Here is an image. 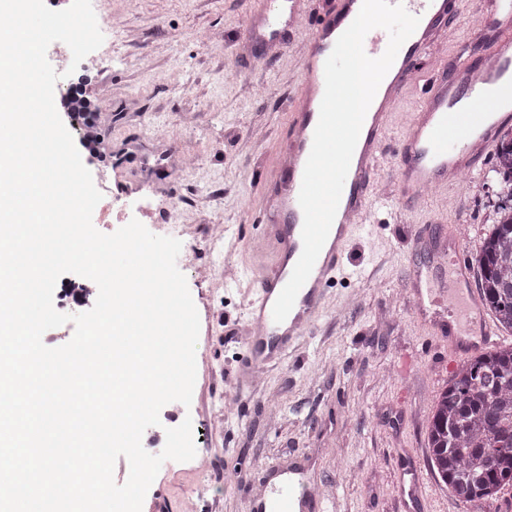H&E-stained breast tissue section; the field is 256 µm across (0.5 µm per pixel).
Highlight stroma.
<instances>
[{
  "label": "stroma",
  "mask_w": 512,
  "mask_h": 512,
  "mask_svg": "<svg viewBox=\"0 0 512 512\" xmlns=\"http://www.w3.org/2000/svg\"><path fill=\"white\" fill-rule=\"evenodd\" d=\"M91 3L104 36L95 62L73 70L53 48L47 59L68 72L56 102L81 92L98 132L94 146L75 143L112 212L96 228L110 234L135 219L162 236L174 224L196 247L183 270L200 319L192 402L164 406L142 442L165 441L166 428L188 418L205 461L159 471L142 512H247L242 476L291 451L310 459L333 512H404L408 465L424 475L414 512H458L427 447L435 398L455 367L447 342L413 315L407 285L417 266L429 279L444 275L434 252L414 247L429 220L465 228L462 244L477 256L497 202L493 157L463 175L462 191L400 195L391 170L421 95L420 84L409 86L391 117L376 215L346 251V278L330 289L314 335L240 389L251 294L237 277L274 256L258 227V190L288 142L283 104L300 79L302 46L251 59L245 22L255 0ZM482 29L483 5L472 0L451 37L424 55L423 74L440 58H473ZM118 181L134 199L114 193ZM200 483L206 495L195 493Z\"/></svg>",
  "instance_id": "1"
}]
</instances>
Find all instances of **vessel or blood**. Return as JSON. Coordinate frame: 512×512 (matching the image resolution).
I'll use <instances>...</instances> for the list:
<instances>
[{"instance_id":"1","label":"vessel or blood","mask_w":512,"mask_h":512,"mask_svg":"<svg viewBox=\"0 0 512 512\" xmlns=\"http://www.w3.org/2000/svg\"><path fill=\"white\" fill-rule=\"evenodd\" d=\"M419 24L401 46L368 108L354 150L337 213L314 268L288 317L274 322L272 308L301 255L303 212L298 197L325 90L324 65L339 36L356 18L362 0H332L320 20H313L302 0H258L247 18L251 57L271 47H287L304 32L306 52L301 80L286 104L290 138L273 177L261 189L264 232L275 240V255L262 275H246L254 298L248 323L246 372L278 364L298 350L316 325L330 285L343 269L349 239L360 231L376 201L374 173L387 139L390 116L404 89L422 69L419 59L441 40L466 12L469 0H402ZM488 57L461 68L439 64L400 137L396 178L419 197L452 187L460 175L476 170L497 141L502 125L512 122V0H488ZM450 273L456 284L448 295L447 313L435 316L448 354L455 357L490 346L492 331L481 302L467 288L469 261L461 244L450 251ZM249 512H330L295 460L265 469L259 480H247Z\"/></svg>"}]
</instances>
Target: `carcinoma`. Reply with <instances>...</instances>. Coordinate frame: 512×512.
Returning a JSON list of instances; mask_svg holds the SVG:
<instances>
[{
    "mask_svg": "<svg viewBox=\"0 0 512 512\" xmlns=\"http://www.w3.org/2000/svg\"><path fill=\"white\" fill-rule=\"evenodd\" d=\"M503 200L478 257L487 310L512 333V137L494 153ZM433 470L456 500L497 499L512 485V345L464 361L439 394L427 427Z\"/></svg>",
    "mask_w": 512,
    "mask_h": 512,
    "instance_id": "cac0c4a2",
    "label": "carcinoma"
}]
</instances>
